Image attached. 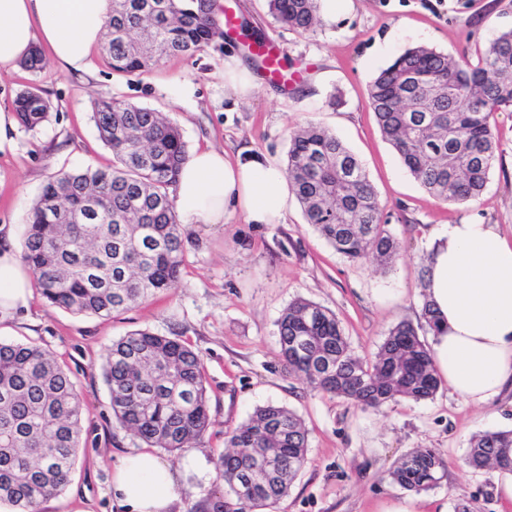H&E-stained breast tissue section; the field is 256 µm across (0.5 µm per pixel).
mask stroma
Wrapping results in <instances>:
<instances>
[{"instance_id":"obj_1","label":"stroma","mask_w":512,"mask_h":512,"mask_svg":"<svg viewBox=\"0 0 512 512\" xmlns=\"http://www.w3.org/2000/svg\"><path fill=\"white\" fill-rule=\"evenodd\" d=\"M256 36L276 41L291 87L259 81L240 100L224 96V61L255 62L237 41H216L193 56H171L137 77L113 73L102 51L91 67L73 77L52 65L19 67L0 75V107L13 108L29 87L52 104L41 128H17L13 148L0 151V225L27 222L31 203L58 170L106 168L112 151L92 118L101 98L153 108L176 123L188 151L213 145L245 147L285 165L288 135L317 123L335 133L355 154L374 185L400 242L390 268L366 257L352 262L337 254L293 204L281 224H249L236 214L207 227L182 226L184 263L176 288L108 318L77 315L34 295L28 311L0 331L4 341H32L68 369L80 392L83 446L70 483L40 505L41 512H121L112 497V473L122 456L144 443L112 419L103 365L112 342L146 330L190 343L206 376L212 425L190 452L159 450V457L189 487L180 512L215 490L187 469L188 457L206 471L224 449V434L260 406L296 412L309 431L305 465L273 512H382L414 501L417 512H454L460 499L478 512H512L497 492L503 475L465 463L469 441L489 430L512 429V393L476 407L440 389L432 399L401 401L365 411L353 401L310 391L289 374L279 354L277 322L295 299L316 302L339 319L356 355L369 358L390 328L419 322L424 290L421 267L433 231L446 224L500 225L512 237V112H494L500 156L479 198L446 204L429 196L382 136L367 105L376 72L405 49L426 45L477 59L501 31L512 29V0H339L334 20H319L301 33L275 23L266 0H224ZM195 87L187 100L169 91L173 79ZM341 98L330 107V93ZM433 448L447 460L441 486L421 493L394 484L389 472L411 449Z\"/></svg>"}]
</instances>
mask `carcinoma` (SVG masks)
I'll use <instances>...</instances> for the list:
<instances>
[{"label":"carcinoma","instance_id":"1","mask_svg":"<svg viewBox=\"0 0 512 512\" xmlns=\"http://www.w3.org/2000/svg\"><path fill=\"white\" fill-rule=\"evenodd\" d=\"M319 0H267L268 12L302 33ZM214 0H112L102 50L113 72L139 76L162 59L192 56L225 37ZM368 106L403 165L435 199L463 204L486 189L499 155L492 115L512 109V30L499 33L473 64L424 45L405 50L369 85ZM21 124L35 129L52 106L37 88L19 92ZM93 120L112 149L110 169L61 170L43 187L26 228L22 259L52 306L108 317L178 284L184 240L170 189L188 158L180 129L149 107L100 100ZM290 189L308 223L349 260L383 265L399 243L383 221L377 192L359 160L325 128L289 134ZM282 359L313 392L353 399L365 410L433 398L440 389L432 349L410 322L391 328L374 357L355 355L336 315L306 299L278 320ZM103 375L116 424L168 451L195 447L210 426L205 369L187 343L147 331L112 342ZM83 404L70 374L34 343L0 340V502L16 512L41 503L71 480L81 448ZM302 419L274 404L224 433L214 459L225 494L199 512H271L302 470L308 451ZM475 470L512 476V430L470 440ZM447 460L414 448L391 471L394 483L421 492L443 481Z\"/></svg>","mask_w":512,"mask_h":512}]
</instances>
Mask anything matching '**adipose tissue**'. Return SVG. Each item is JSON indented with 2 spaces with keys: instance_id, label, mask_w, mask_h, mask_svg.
Instances as JSON below:
<instances>
[{
  "instance_id": "1",
  "label": "adipose tissue",
  "mask_w": 512,
  "mask_h": 512,
  "mask_svg": "<svg viewBox=\"0 0 512 512\" xmlns=\"http://www.w3.org/2000/svg\"><path fill=\"white\" fill-rule=\"evenodd\" d=\"M112 0H0V74L16 70L35 43L51 65L86 72L102 41ZM291 191L282 169L266 157L229 159L225 150L194 151L174 187L185 225L223 223L231 213L250 224H281ZM425 293L437 318L436 369L449 393L485 406L512 386V239L498 225L459 223L435 232ZM33 279L14 247L0 237V325L28 308ZM184 484L154 453L124 456L112 475L123 512H171Z\"/></svg>"
}]
</instances>
